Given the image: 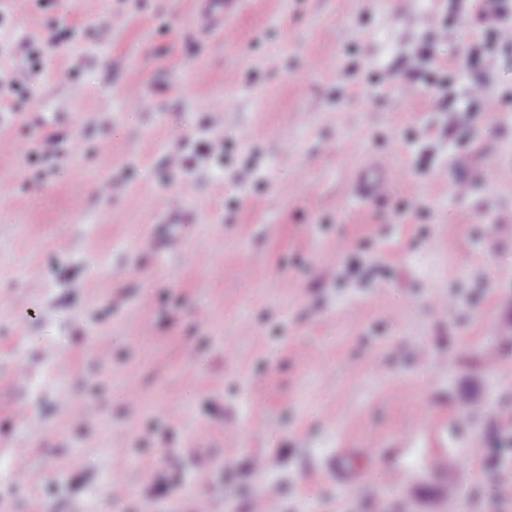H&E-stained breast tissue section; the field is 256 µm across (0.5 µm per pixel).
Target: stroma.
<instances>
[{
  "mask_svg": "<svg viewBox=\"0 0 512 512\" xmlns=\"http://www.w3.org/2000/svg\"><path fill=\"white\" fill-rule=\"evenodd\" d=\"M450 14L243 0L228 40L197 0H7L0 96L26 102L0 119V512H253L269 488L277 512H448L452 482L512 512V465L483 462L512 449V373L488 363L512 362V53L493 112L436 111L463 71L378 85L423 39L459 53ZM371 161L393 177L362 200ZM442 427L477 450L445 476ZM342 446L373 451L358 483ZM171 457L186 479L154 496ZM371 456L369 448H336L333 471L336 478L357 482L360 479L358 463L368 460Z\"/></svg>",
  "mask_w": 512,
  "mask_h": 512,
  "instance_id": "obj_1",
  "label": "stroma"
}]
</instances>
